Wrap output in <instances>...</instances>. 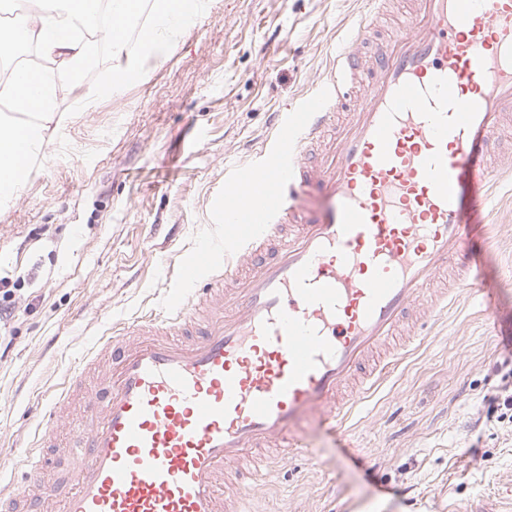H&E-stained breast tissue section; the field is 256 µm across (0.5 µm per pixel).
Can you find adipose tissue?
<instances>
[{
  "mask_svg": "<svg viewBox=\"0 0 512 512\" xmlns=\"http://www.w3.org/2000/svg\"><path fill=\"white\" fill-rule=\"evenodd\" d=\"M105 4L111 30L112 67L104 91L114 96L131 77L144 72L157 46L180 37L197 0H105ZM146 9L151 10L153 22L139 30V51H130L126 33ZM73 13L72 0H38L34 14L23 16L11 28H0V48L36 45L44 57L60 58L68 67L71 84H78L80 69L94 45L68 34L66 19ZM58 91L54 77L46 71L26 67L12 73L7 92L23 117L18 120L0 116L1 208L18 197L31 173L30 161L48 154L47 130L49 122L56 118L54 104Z\"/></svg>",
  "mask_w": 512,
  "mask_h": 512,
  "instance_id": "ef3b65f1",
  "label": "adipose tissue"
}]
</instances>
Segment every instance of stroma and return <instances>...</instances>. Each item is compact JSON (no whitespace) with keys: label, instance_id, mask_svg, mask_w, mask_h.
Instances as JSON below:
<instances>
[{"label":"stroma","instance_id":"stroma-1","mask_svg":"<svg viewBox=\"0 0 512 512\" xmlns=\"http://www.w3.org/2000/svg\"><path fill=\"white\" fill-rule=\"evenodd\" d=\"M362 0H206L177 43L117 97L110 58L64 89L47 158L0 209V277L14 316L0 359V467L33 444L41 411L112 327L158 314L177 264L209 232L224 167L250 162L273 113L324 71ZM491 247L472 233L471 289L424 343L331 426L308 420L253 512H512V423L488 419L512 337V177L498 179Z\"/></svg>","mask_w":512,"mask_h":512}]
</instances>
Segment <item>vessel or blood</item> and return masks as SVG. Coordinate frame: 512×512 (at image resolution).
Segmentation results:
<instances>
[{"label": "vessel or blood", "instance_id": "obj_1", "mask_svg": "<svg viewBox=\"0 0 512 512\" xmlns=\"http://www.w3.org/2000/svg\"><path fill=\"white\" fill-rule=\"evenodd\" d=\"M407 2L369 57L387 0H367L259 161L225 178L212 221L226 231L180 261L185 291L70 373L103 380L38 424L68 436L64 486L38 484L41 455L24 449L0 512H224L226 470L296 446L305 416L342 418L409 348V313L447 310L437 279L468 268L466 215L512 175L511 155L489 156L512 112V0ZM305 187L319 211L299 204Z\"/></svg>", "mask_w": 512, "mask_h": 512}]
</instances>
